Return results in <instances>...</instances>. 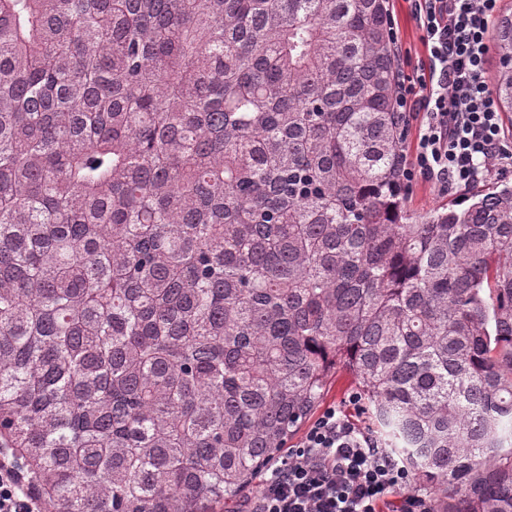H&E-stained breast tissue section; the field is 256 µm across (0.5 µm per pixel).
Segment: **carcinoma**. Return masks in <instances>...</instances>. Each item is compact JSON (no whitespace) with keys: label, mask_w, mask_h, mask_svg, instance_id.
<instances>
[{"label":"carcinoma","mask_w":512,"mask_h":512,"mask_svg":"<svg viewBox=\"0 0 512 512\" xmlns=\"http://www.w3.org/2000/svg\"><path fill=\"white\" fill-rule=\"evenodd\" d=\"M387 4L0 0V448L55 512H224L339 366L434 512H512V184L408 213Z\"/></svg>","instance_id":"obj_1"}]
</instances>
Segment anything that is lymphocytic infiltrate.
Listing matches in <instances>:
<instances>
[{
    "label": "lymphocytic infiltrate",
    "mask_w": 512,
    "mask_h": 512,
    "mask_svg": "<svg viewBox=\"0 0 512 512\" xmlns=\"http://www.w3.org/2000/svg\"><path fill=\"white\" fill-rule=\"evenodd\" d=\"M426 57L398 70L395 110L417 123V144L401 177L438 191L466 189L502 170L505 129L485 73L499 0H407ZM245 512H433L395 456L351 420L326 410L264 479ZM0 512H52L15 452L0 448Z\"/></svg>",
    "instance_id": "f902f5d3"
}]
</instances>
